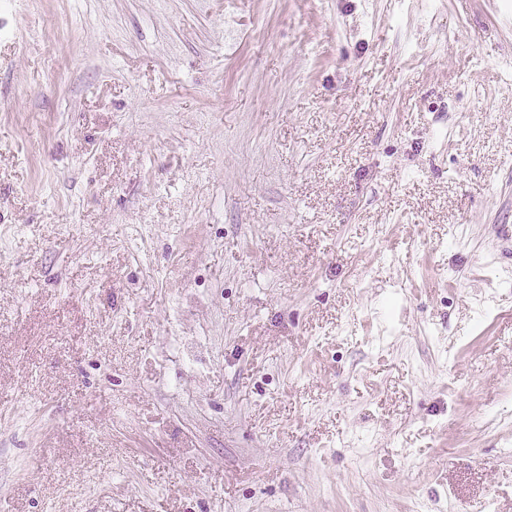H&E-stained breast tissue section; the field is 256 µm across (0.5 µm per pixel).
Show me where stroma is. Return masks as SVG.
I'll return each mask as SVG.
<instances>
[{
  "mask_svg": "<svg viewBox=\"0 0 512 512\" xmlns=\"http://www.w3.org/2000/svg\"><path fill=\"white\" fill-rule=\"evenodd\" d=\"M512 0H0V512H512Z\"/></svg>",
  "mask_w": 512,
  "mask_h": 512,
  "instance_id": "stroma-1",
  "label": "stroma"
}]
</instances>
